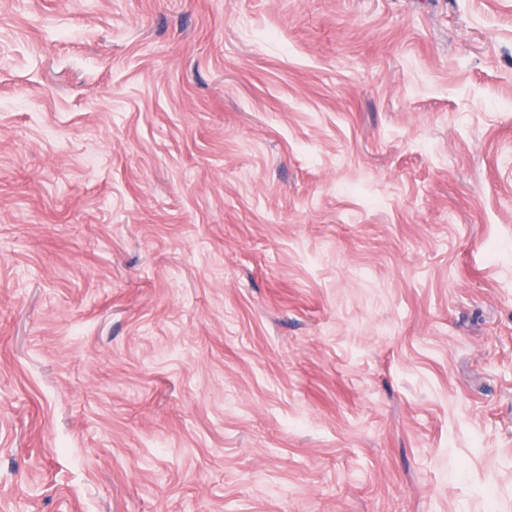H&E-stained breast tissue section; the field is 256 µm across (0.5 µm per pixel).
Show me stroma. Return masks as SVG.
<instances>
[{
    "label": "stroma",
    "instance_id": "obj_1",
    "mask_svg": "<svg viewBox=\"0 0 512 512\" xmlns=\"http://www.w3.org/2000/svg\"><path fill=\"white\" fill-rule=\"evenodd\" d=\"M0 512H512V0H0Z\"/></svg>",
    "mask_w": 512,
    "mask_h": 512
}]
</instances>
